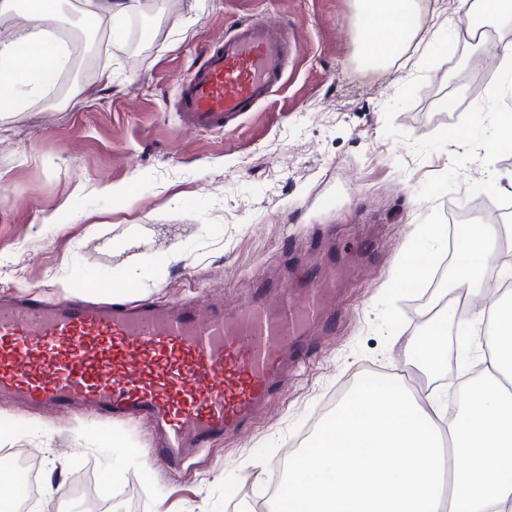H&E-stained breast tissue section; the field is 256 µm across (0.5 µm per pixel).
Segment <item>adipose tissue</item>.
Returning a JSON list of instances; mask_svg holds the SVG:
<instances>
[{
	"mask_svg": "<svg viewBox=\"0 0 512 512\" xmlns=\"http://www.w3.org/2000/svg\"><path fill=\"white\" fill-rule=\"evenodd\" d=\"M61 0H0L21 18L0 41V110L22 112L69 62ZM367 61L382 65L417 37L420 0H358ZM499 224H466L456 238L459 275L448 309L480 292L502 246ZM470 322L484 328L478 375L461 385L457 412L419 401L401 379L358 383L294 454L273 512H512V289L484 297Z\"/></svg>",
	"mask_w": 512,
	"mask_h": 512,
	"instance_id": "adipose-tissue-1",
	"label": "adipose tissue"
}]
</instances>
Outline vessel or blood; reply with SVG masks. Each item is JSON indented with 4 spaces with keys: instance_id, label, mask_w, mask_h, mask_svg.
I'll return each mask as SVG.
<instances>
[{
    "instance_id": "b4317fda",
    "label": "vessel or blood",
    "mask_w": 512,
    "mask_h": 512,
    "mask_svg": "<svg viewBox=\"0 0 512 512\" xmlns=\"http://www.w3.org/2000/svg\"><path fill=\"white\" fill-rule=\"evenodd\" d=\"M288 30L237 21L203 48L184 77V125L228 131L288 81ZM300 292L256 289L232 308L155 303L124 285L116 297L0 303V396L58 412L146 422L161 434L153 456L179 472L193 454L240 428L287 385L307 337L333 324L325 288L306 273Z\"/></svg>"
}]
</instances>
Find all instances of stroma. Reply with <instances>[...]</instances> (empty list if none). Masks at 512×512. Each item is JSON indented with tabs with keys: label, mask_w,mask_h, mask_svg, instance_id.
I'll use <instances>...</instances> for the list:
<instances>
[{
	"label": "stroma",
	"mask_w": 512,
	"mask_h": 512,
	"mask_svg": "<svg viewBox=\"0 0 512 512\" xmlns=\"http://www.w3.org/2000/svg\"><path fill=\"white\" fill-rule=\"evenodd\" d=\"M425 2L426 39L375 71L354 0H138L121 38L98 30L75 101L0 112V296L57 300L63 277L80 296L143 273V299L231 306L308 269L336 280V319L289 365L287 390L177 480L151 459L147 425L80 409L61 419L0 399L11 427L0 447L42 450L32 512L87 476L112 512H230L275 478L279 449L299 448L322 404L341 401L369 365L452 406L451 362L423 375L405 346L436 321V299L411 304L399 268L413 250L446 256L450 209L471 224L512 225V212L479 208L472 191L492 170L497 196L512 198V154L483 150L493 113L512 110V89L487 88L478 73L449 84L512 40V19H489L490 39L475 41L460 30V0ZM254 15L288 25L297 41L287 86L234 130L182 128L175 102L201 49ZM457 130L470 144L461 160ZM172 249L180 260L163 263ZM115 434L133 454L114 451ZM136 475L155 493L114 499Z\"/></svg>",
	"instance_id": "1"
}]
</instances>
